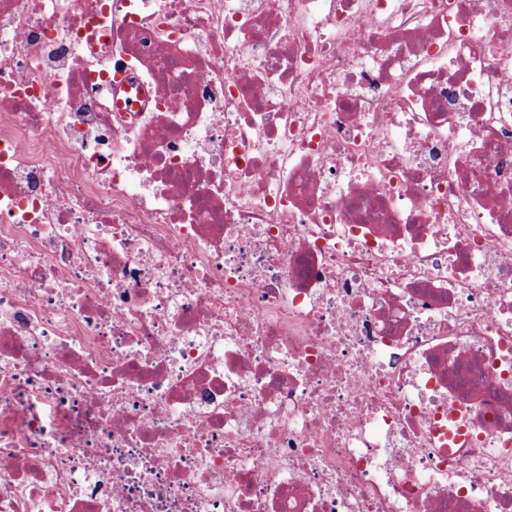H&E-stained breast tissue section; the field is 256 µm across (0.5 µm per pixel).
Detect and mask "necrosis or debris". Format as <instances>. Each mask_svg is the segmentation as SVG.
<instances>
[{"mask_svg":"<svg viewBox=\"0 0 512 512\" xmlns=\"http://www.w3.org/2000/svg\"><path fill=\"white\" fill-rule=\"evenodd\" d=\"M0 512H512V0H0Z\"/></svg>","mask_w":512,"mask_h":512,"instance_id":"4bbe7bcc","label":"necrosis or debris"}]
</instances>
